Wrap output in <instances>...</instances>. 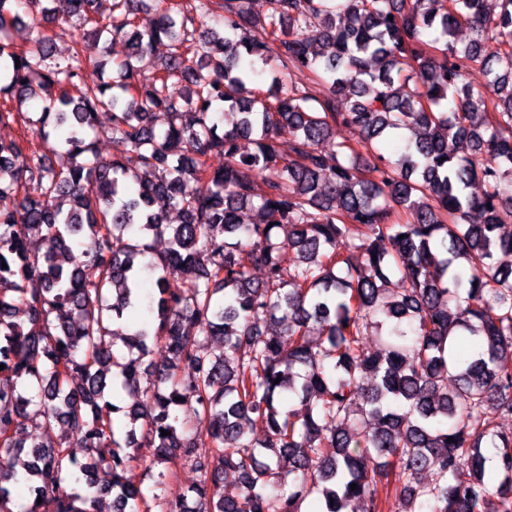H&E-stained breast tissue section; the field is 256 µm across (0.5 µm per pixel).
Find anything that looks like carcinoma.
Instances as JSON below:
<instances>
[{
  "label": "carcinoma",
  "instance_id": "1",
  "mask_svg": "<svg viewBox=\"0 0 512 512\" xmlns=\"http://www.w3.org/2000/svg\"><path fill=\"white\" fill-rule=\"evenodd\" d=\"M151 2L141 29L145 0L102 17L96 0H28L18 45L20 0H0V125L25 123L0 141V472L22 468L27 512H95L107 496L113 512H301L314 493L323 512H384L392 497L395 512H512V433L497 423L512 415V264L496 258L512 255V0L495 16L484 0H268L263 15L252 0ZM74 17L86 37L126 43L120 81L77 40L55 57L52 25ZM159 43L162 69L136 79ZM476 62L488 95L465 82ZM292 69L319 77L322 97L283 90ZM338 125L360 148L321 150ZM401 129L414 140L384 156L377 144ZM248 206L264 223L241 222ZM397 207L407 222L390 221ZM135 225L140 243L124 239ZM150 236L168 237L158 257ZM145 270L158 297L132 323ZM372 324L390 341L366 357ZM463 335L469 355L454 348ZM151 342L168 358L143 391ZM120 392L146 400L123 411ZM189 400L191 428L176 413ZM34 417L45 434L29 442ZM144 450L164 465L155 486L178 464L199 480L146 494L129 477Z\"/></svg>",
  "mask_w": 512,
  "mask_h": 512
}]
</instances>
